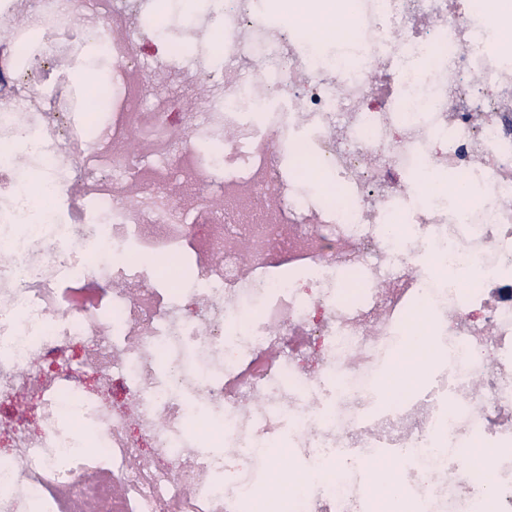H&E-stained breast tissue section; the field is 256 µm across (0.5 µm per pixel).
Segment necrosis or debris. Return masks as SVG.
<instances>
[{"label":"necrosis or debris","instance_id":"necrosis-or-debris-1","mask_svg":"<svg viewBox=\"0 0 512 512\" xmlns=\"http://www.w3.org/2000/svg\"><path fill=\"white\" fill-rule=\"evenodd\" d=\"M494 2L357 0L348 38L317 55L321 8L280 25L258 0H212L146 43L156 0H0V512H244L257 496L360 512L391 474L418 512H512V39ZM149 63L206 94L180 110L171 89L130 90ZM133 126L163 135L147 158L115 148ZM424 169L484 192H427ZM397 220L479 287L406 263ZM178 255L192 276L152 283L151 259ZM127 279L141 293L114 289ZM298 333L319 374L289 347ZM399 361L419 384L392 393L381 376ZM488 447L503 466L484 487L459 451Z\"/></svg>","mask_w":512,"mask_h":512}]
</instances>
